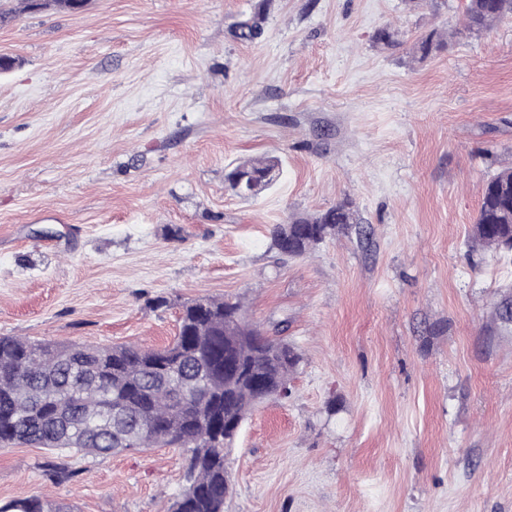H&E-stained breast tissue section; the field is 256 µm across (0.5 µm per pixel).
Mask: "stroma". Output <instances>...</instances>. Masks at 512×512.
Masks as SVG:
<instances>
[{"mask_svg":"<svg viewBox=\"0 0 512 512\" xmlns=\"http://www.w3.org/2000/svg\"><path fill=\"white\" fill-rule=\"evenodd\" d=\"M462 5L0 0V336L156 348L182 304L241 299L300 362L244 421L224 512H512V333L488 332L512 270L465 245L512 161V20L471 35ZM385 26L399 46L374 44ZM434 28L458 35L413 62ZM255 156L281 177L245 201L224 169ZM346 198L365 237L273 249ZM51 458L0 447V500L170 512L181 490L175 448L74 455L63 484ZM264 17L256 13L234 24V36L243 42H254L263 34Z\"/></svg>","mask_w":512,"mask_h":512,"instance_id":"35a3bbf8","label":"stroma"}]
</instances>
